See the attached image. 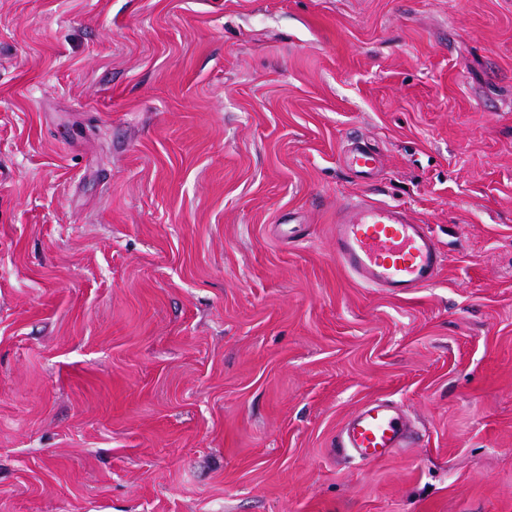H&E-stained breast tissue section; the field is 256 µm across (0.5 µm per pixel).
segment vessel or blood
<instances>
[{"label": "vessel or blood", "mask_w": 512, "mask_h": 512, "mask_svg": "<svg viewBox=\"0 0 512 512\" xmlns=\"http://www.w3.org/2000/svg\"><path fill=\"white\" fill-rule=\"evenodd\" d=\"M346 167L371 180L379 171V152L357 142L344 154ZM332 241L337 261L367 285L402 297L432 285L445 257L427 225L398 205L361 199L336 213ZM414 428L394 402L376 398L355 410L340 427L337 447L363 462L393 456L414 439Z\"/></svg>", "instance_id": "1"}]
</instances>
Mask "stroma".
<instances>
[{
  "label": "stroma",
  "mask_w": 512,
  "mask_h": 512,
  "mask_svg": "<svg viewBox=\"0 0 512 512\" xmlns=\"http://www.w3.org/2000/svg\"><path fill=\"white\" fill-rule=\"evenodd\" d=\"M362 196L433 285L340 268ZM0 512H512V0H0ZM344 163L351 172L368 181L379 171L381 157L375 148L360 140L355 146L346 150ZM332 241L347 272L394 297L432 285L445 262L426 224L400 205L370 199L336 212ZM414 437L412 423L402 409L389 399L376 398L345 420L336 446L362 462H375L408 448Z\"/></svg>",
  "instance_id": "1"
}]
</instances>
